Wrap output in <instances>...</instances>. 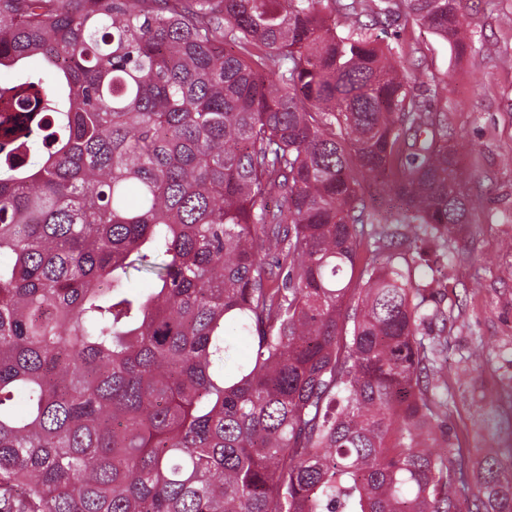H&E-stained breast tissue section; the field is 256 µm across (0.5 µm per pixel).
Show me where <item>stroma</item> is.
Wrapping results in <instances>:
<instances>
[{
	"instance_id": "1",
	"label": "stroma",
	"mask_w": 512,
	"mask_h": 512,
	"mask_svg": "<svg viewBox=\"0 0 512 512\" xmlns=\"http://www.w3.org/2000/svg\"><path fill=\"white\" fill-rule=\"evenodd\" d=\"M471 31L466 55L422 25L397 20L373 29L391 47L415 93L430 95L456 134L467 187L483 205L451 240L461 252L443 281L448 313L446 367L459 380L448 424L472 448L494 442L482 429L483 390L497 394L512 445V0H464Z\"/></svg>"
}]
</instances>
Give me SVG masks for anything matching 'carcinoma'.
Returning a JSON list of instances; mask_svg holds the SVG:
<instances>
[{
	"mask_svg": "<svg viewBox=\"0 0 512 512\" xmlns=\"http://www.w3.org/2000/svg\"><path fill=\"white\" fill-rule=\"evenodd\" d=\"M323 2L0 0V512H512L420 275L480 198L361 20L463 0Z\"/></svg>",
	"mask_w": 512,
	"mask_h": 512,
	"instance_id": "1",
	"label": "carcinoma"
}]
</instances>
